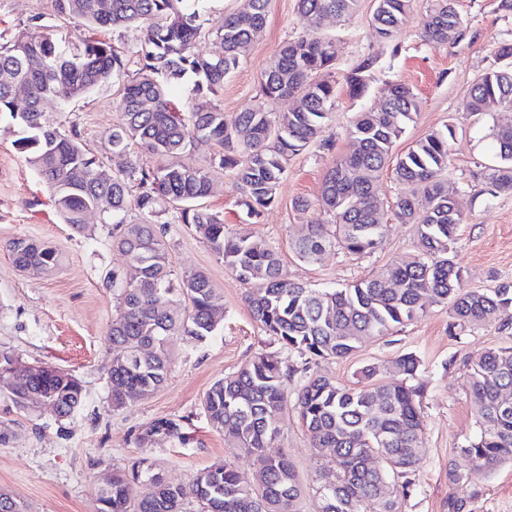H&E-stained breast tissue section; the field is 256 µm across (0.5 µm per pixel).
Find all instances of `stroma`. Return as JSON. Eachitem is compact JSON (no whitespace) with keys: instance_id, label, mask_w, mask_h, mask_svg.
<instances>
[{"instance_id":"stroma-1","label":"stroma","mask_w":512,"mask_h":512,"mask_svg":"<svg viewBox=\"0 0 512 512\" xmlns=\"http://www.w3.org/2000/svg\"><path fill=\"white\" fill-rule=\"evenodd\" d=\"M430 0H414L405 24L393 43L379 40L372 26L376 0H360L352 15L324 21L321 32L333 38L338 66L347 69L358 59L376 58L368 93L350 98L345 83L336 86V105L316 143L293 155L276 190L272 206L261 218H249L237 204L234 179L221 174L204 204L223 214L228 233L259 237L280 253L289 278L314 288H340L384 268L413 251L416 227L386 214L383 241L376 251L352 255L335 247L314 263L299 260L292 244L305 223H332L318 203L322 183L333 162L350 148L348 130L356 113L376 107L390 84L413 87L419 113L394 148L403 153L434 130L452 125L454 153L448 183L457 188L467 215L454 248L466 289L489 291L512 282V194L499 195L487 208L486 168L491 162L490 125L512 123V111L475 118L466 110L474 77L493 65L494 43L512 39V13L499 0H456L465 36L448 44H427L420 37ZM300 30L297 0H269L261 35L243 53V62L225 80L215 102L225 115L256 106L258 78L286 40ZM21 33L50 35L73 42L87 37L78 23L56 16L49 0H0V43ZM116 85L107 83L82 97L68 99L66 109L49 118L63 130H76L84 145L109 171L122 169L127 156L108 151L106 134L116 121ZM9 117L0 118V352L23 362L52 364L70 370L83 386V405L66 419L49 409L7 413L0 399V417L11 416L13 437L0 445V491L8 493L25 512H96L95 489L112 471L148 458L156 472L174 484L190 483L202 469L230 461L239 471L252 468L251 457L225 442L204 412L203 400L219 378L236 372L252 357L265 354L297 366V353L284 349L261 330L249 308L248 286L216 259L193 227L171 224L166 242L175 274L205 272L218 289L224 321L205 341L183 336L169 343L170 374L166 384L136 405L115 411L108 403L106 368L112 347L106 341L116 299L107 275L124 263L112 246V227L94 211L83 232L64 224L50 202L51 191L13 145ZM307 199L306 212L295 209ZM26 237L56 247L60 264L49 274L32 277L18 271L4 245ZM449 309L431 307L414 323L371 339L351 357L322 359L317 373L341 385L362 382V370H382L399 355L411 353L421 363L427 382L422 398L424 454L416 472V487L404 499L403 512H448L449 495L467 491L448 482V463L478 432L466 389L473 362L485 351L512 346V323L490 319L453 336L448 332ZM160 417L181 419L190 435L187 444L164 438L139 445L140 429ZM269 454L287 455L305 494L300 512H319L316 478L323 461L312 445L294 408L283 414V430L270 442ZM471 512H512V462H504L478 483Z\"/></svg>"}]
</instances>
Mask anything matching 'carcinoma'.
I'll return each mask as SVG.
<instances>
[{"label": "carcinoma", "mask_w": 512, "mask_h": 512, "mask_svg": "<svg viewBox=\"0 0 512 512\" xmlns=\"http://www.w3.org/2000/svg\"><path fill=\"white\" fill-rule=\"evenodd\" d=\"M200 0H50L54 13L96 29L138 28L140 47L126 54L103 39L69 43L20 34L0 45V115L11 118L13 145L52 190L56 211L79 232L88 212L110 200L104 223L118 232L113 245L126 265L112 269L117 299L106 340L117 350L107 370L112 380L109 405L122 410L151 396L166 382L169 339L201 341L215 335L224 314L210 278L201 271L177 276L165 242L166 225L192 224L203 243L225 267L251 288L249 305L265 334L290 352L305 357L298 369L259 355L237 372L215 381L204 398V411L225 441L254 457L246 476L234 466L215 464L188 485L173 484L142 458L112 472L96 491V512H297L302 487L292 463L267 453L279 434L288 406V382L300 372L304 383L294 409L314 448L326 461L315 493L320 512H401L422 460L421 402L424 383L419 359L404 354L391 363L393 377L373 383L339 385L309 373L311 361L344 359L368 340L424 316L429 308L451 304V328L464 329L492 317L512 320V282L490 292L464 290L453 244L466 214L444 173L454 142L452 126L427 134L394 159L392 150L414 121L420 101L414 90L393 84L381 104L358 113L349 138L351 151L336 160L323 183L319 202L336 218L335 230L312 222L302 226L293 244L297 257L315 262L339 245L351 254H366L381 244L385 216L373 184L392 166L400 188L393 208L402 224L417 226V250L373 276L344 288L316 289L288 278L277 251L261 238L236 237L224 231V216L203 205L216 170L233 174L238 205L258 219L274 201L289 158L317 142L336 102L335 41L316 35L327 18L353 13L360 0H298L303 34L289 41L263 70L262 102L228 117L214 103L224 80L242 63V52L262 31L269 0H241L237 10L218 17L199 9ZM413 0H377L373 27L378 38L392 41ZM223 44L220 56L192 51L201 37ZM464 36L453 0H432L420 37L446 44ZM496 65L478 76L467 110L474 116L512 110V42L495 44ZM376 60L366 57L346 70L349 95L362 97ZM199 77L189 95L182 79ZM118 85V121L108 144L115 152L135 145L122 170L102 176V161L78 138L46 118V102L66 85L81 97L107 81ZM28 90L26 102L16 90ZM286 102L275 111L271 105ZM489 138L495 159L487 167L491 197L512 193V124L495 125ZM198 139L214 141L218 154L207 164L188 168L179 158ZM153 159L145 163L142 156ZM425 207L418 208V198ZM137 222L125 221L130 211ZM13 265L38 276L59 264L57 249L47 243L16 238L7 245ZM9 372L19 381L0 387V397L24 413L27 395L50 396L64 419L83 405V388L72 373L30 372L16 361ZM468 391L479 431L459 448L470 462L460 470L448 463V482L478 493L477 481L512 460V347L486 351L472 364ZM186 442L181 420L161 417L143 426L137 441L154 431Z\"/></svg>", "instance_id": "carcinoma-1"}]
</instances>
